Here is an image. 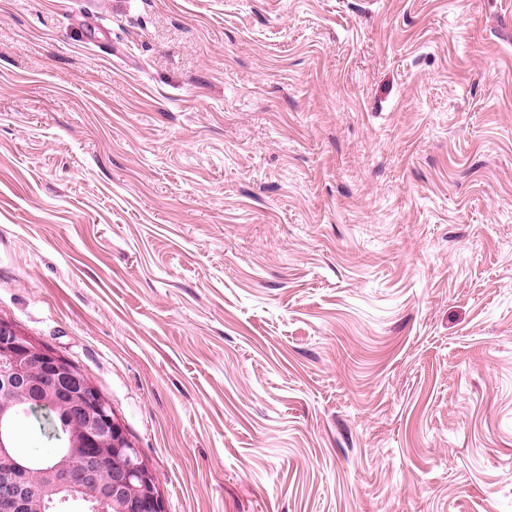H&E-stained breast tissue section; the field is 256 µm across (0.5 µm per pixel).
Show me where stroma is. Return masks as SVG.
Masks as SVG:
<instances>
[{"label": "stroma", "instance_id": "stroma-1", "mask_svg": "<svg viewBox=\"0 0 512 512\" xmlns=\"http://www.w3.org/2000/svg\"><path fill=\"white\" fill-rule=\"evenodd\" d=\"M0 319L164 512H512V0H0Z\"/></svg>", "mask_w": 512, "mask_h": 512}]
</instances>
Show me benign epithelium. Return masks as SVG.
I'll list each match as a JSON object with an SVG mask.
<instances>
[{
  "label": "benign epithelium",
  "mask_w": 512,
  "mask_h": 512,
  "mask_svg": "<svg viewBox=\"0 0 512 512\" xmlns=\"http://www.w3.org/2000/svg\"><path fill=\"white\" fill-rule=\"evenodd\" d=\"M37 349L23 336L18 335L7 323L0 321V374L15 373L19 376L30 372L29 359ZM52 371L68 383L62 405L71 412L72 421L96 441L112 449V456L123 460V464L112 471V478L101 480V462L91 452L86 455L78 469L69 465L57 467L53 473L56 491L92 489L95 491L97 508L107 512L119 499L139 496L147 502L153 512H161V501L151 484L144 477L136 449L130 444L123 428L112 420L111 409L103 401L91 380L74 371L69 362L48 353L40 354ZM12 413L0 411V457L12 449L10 423ZM29 468L16 465V475L0 481V512H17L24 498V491L37 493L40 482L28 477Z\"/></svg>",
  "instance_id": "7a95c632"
}]
</instances>
